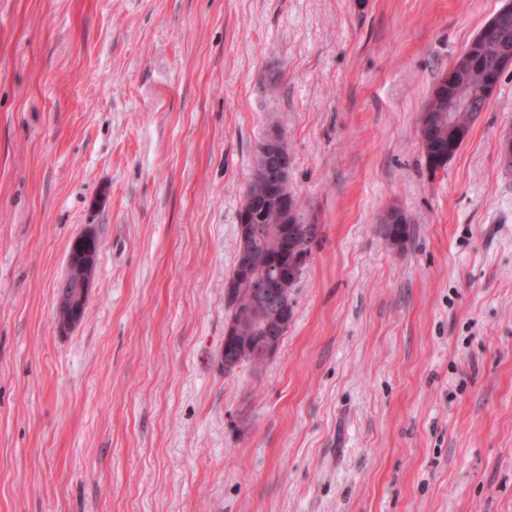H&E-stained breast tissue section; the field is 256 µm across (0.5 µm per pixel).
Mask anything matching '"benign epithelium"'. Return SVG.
I'll list each match as a JSON object with an SVG mask.
<instances>
[{
	"label": "benign epithelium",
	"mask_w": 512,
	"mask_h": 512,
	"mask_svg": "<svg viewBox=\"0 0 512 512\" xmlns=\"http://www.w3.org/2000/svg\"><path fill=\"white\" fill-rule=\"evenodd\" d=\"M482 48L472 42L454 59L448 70V135L447 140L439 145L436 170L442 171L456 156L467 141L471 129L460 125L456 113L476 111V103L492 99L497 91L504 73L512 71V48L503 43L499 47L495 66L479 76L480 83L476 95L460 97L455 85L474 72L477 58ZM443 97H433L429 107L431 111L421 115L420 134L428 140L437 120V105ZM283 133L278 128H271L263 146L258 151L257 168L259 173L254 181L257 187L248 188L241 206L239 230L242 240L250 239L258 233V227L250 223V214L263 209L269 196L276 193L282 203L288 202L290 164L286 152L281 149ZM498 154L504 168L512 167V128L505 130L498 141ZM306 222L290 221L283 234L290 235L296 241L293 245L295 255L288 257V245L271 254L262 274L253 279L252 288L244 292L237 287L238 278L234 277L225 285L224 300L233 304L241 313L242 319L251 324L254 335L240 337L237 328L227 325L224 332V371L229 372L240 365L241 353L253 350L255 363L264 365L277 353L283 336L288 333L292 313L287 307L274 305L276 285L296 279L302 268L309 262L307 253ZM97 257V240L94 235L85 232L77 236L70 246L67 259V273L60 280L57 290V311L63 319L59 328L67 331L83 318L88 301L89 288L94 274Z\"/></svg>",
	"instance_id": "1"
}]
</instances>
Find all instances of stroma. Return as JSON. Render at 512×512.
I'll list each match as a JSON object with an SVG mask.
<instances>
[{
  "label": "stroma",
  "instance_id": "obj_1",
  "mask_svg": "<svg viewBox=\"0 0 512 512\" xmlns=\"http://www.w3.org/2000/svg\"><path fill=\"white\" fill-rule=\"evenodd\" d=\"M503 4L0 0V512H512V73L445 170L418 130ZM273 126L321 243L275 357L228 373ZM402 211L396 208L389 209L383 218L382 234L385 236L390 229L396 238L398 249L404 248L409 238V224L402 219ZM394 224V225H392ZM400 224H403L402 226ZM97 248L95 236L88 232L77 236L72 241L68 252L67 273L57 287V311L63 316L59 322L61 331L73 328L85 314L96 264ZM79 272L82 275L74 279V273Z\"/></svg>",
  "mask_w": 512,
  "mask_h": 512
}]
</instances>
